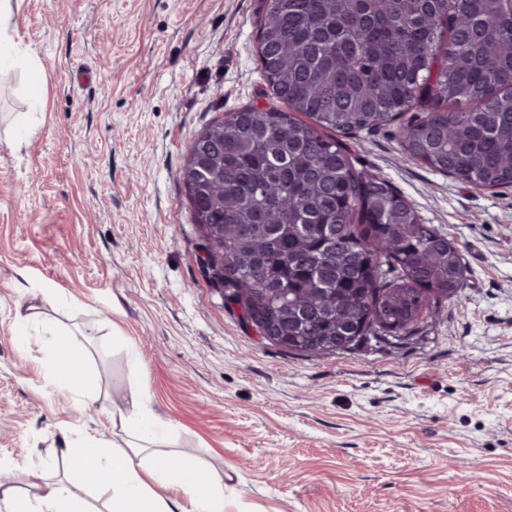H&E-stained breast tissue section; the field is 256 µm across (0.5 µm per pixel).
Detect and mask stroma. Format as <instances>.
I'll return each mask as SVG.
<instances>
[{"instance_id":"1","label":"stroma","mask_w":512,"mask_h":512,"mask_svg":"<svg viewBox=\"0 0 512 512\" xmlns=\"http://www.w3.org/2000/svg\"><path fill=\"white\" fill-rule=\"evenodd\" d=\"M265 0H24L29 77L0 69V487H47L56 451L121 442L133 394L162 452L224 479V512H512V186L480 189L408 157L397 126L345 137L463 254L460 300L417 337L303 356L242 326L205 278L178 183L211 122L271 102ZM56 290L46 300L45 286ZM40 324L17 333L18 306ZM100 378L83 404L46 383L43 324Z\"/></svg>"}]
</instances>
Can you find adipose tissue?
<instances>
[{"mask_svg": "<svg viewBox=\"0 0 512 512\" xmlns=\"http://www.w3.org/2000/svg\"><path fill=\"white\" fill-rule=\"evenodd\" d=\"M43 370L49 383L67 388L82 402H96L101 395L100 380L72 332H54ZM120 423L124 445L106 448L89 442L59 451L82 481L109 491L105 512H224L223 478L202 475L193 457L172 466L157 453L164 433L145 395H133L131 409ZM161 487L182 490L186 503L166 501L157 493ZM0 506L5 512H91L83 497L63 485L33 494L3 491Z\"/></svg>", "mask_w": 512, "mask_h": 512, "instance_id": "adipose-tissue-1", "label": "adipose tissue"}]
</instances>
